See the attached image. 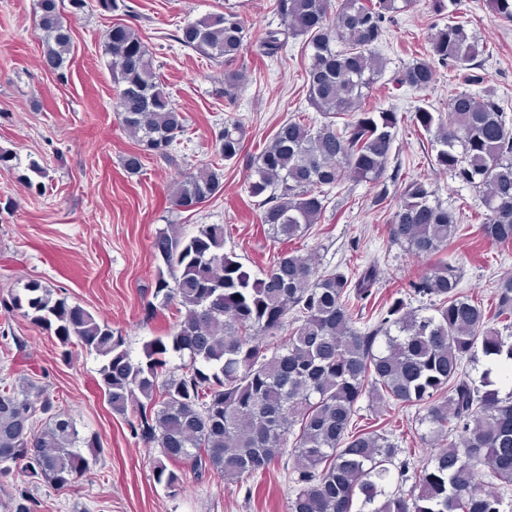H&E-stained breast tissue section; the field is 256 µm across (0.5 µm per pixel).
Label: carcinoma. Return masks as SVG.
Returning <instances> with one entry per match:
<instances>
[{
    "mask_svg": "<svg viewBox=\"0 0 512 512\" xmlns=\"http://www.w3.org/2000/svg\"><path fill=\"white\" fill-rule=\"evenodd\" d=\"M94 3L119 9L118 0H36L45 69L64 75L72 49L64 13L79 15ZM414 3L274 0L281 26L258 31L254 46L275 56L288 39L306 37L307 98L324 121L288 119L252 159L249 193L272 238L303 237L321 218L329 193L348 180L371 183L378 205L388 199L397 113L361 104L384 67L374 50L385 14ZM459 4L432 0L434 14L448 15V23L430 37L429 55L463 71L474 68L479 45ZM488 6L494 18L512 22V0H488ZM244 38L234 6L188 21L174 35L182 47L224 63L239 56ZM103 47L112 58L117 119L142 147L124 159L125 169L140 172L145 154L172 160L186 119L159 84L152 53L122 22L107 29ZM434 78L431 62L416 59L394 82L425 91ZM243 81L241 72L224 71V96L236 98ZM412 122L433 134L436 166L475 191L481 217L475 233L512 248V124L497 92L461 91L450 99L448 115L419 106ZM245 140L241 122L224 123L215 134L216 155L238 160ZM223 188L224 165L210 161L175 185L172 203L196 212ZM468 230L430 183L404 184L390 240L438 260L408 282L407 295L422 306L400 297L374 317L362 313V303L378 279L375 261L353 278L281 251L257 273L224 251L222 224H202L190 237L160 231L153 249L165 268L158 269L154 298L175 305L181 319L170 336L146 343L138 360L121 333L39 280L9 292L0 305L62 346L76 344L104 358L99 376L107 402L112 412L131 415L134 437L160 448L152 471L172 496L181 492L183 474L167 469V460L198 481L217 475L235 483L279 463L295 484L289 512H504V491L512 488V277L496 281L489 309L462 291L447 250ZM171 352L189 357L179 373L168 368ZM480 355L487 365L476 381L464 363ZM365 396L385 407L415 408L418 425L448 445L432 465L410 471L412 452L389 435L353 430ZM80 444L103 452L100 436H80L44 390L0 386V479L19 465L31 482L68 487L90 468ZM481 467L503 491L476 480ZM34 507L20 490L9 512Z\"/></svg>",
    "mask_w": 512,
    "mask_h": 512,
    "instance_id": "cac0c4a2",
    "label": "carcinoma"
}]
</instances>
